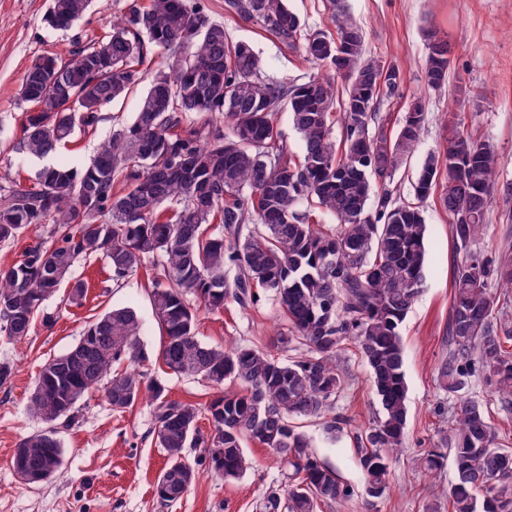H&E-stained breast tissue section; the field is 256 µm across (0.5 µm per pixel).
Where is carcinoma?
Instances as JSON below:
<instances>
[{"label":"carcinoma","instance_id":"1","mask_svg":"<svg viewBox=\"0 0 512 512\" xmlns=\"http://www.w3.org/2000/svg\"><path fill=\"white\" fill-rule=\"evenodd\" d=\"M92 2L49 0L45 21L73 25ZM225 9L329 74L295 84L265 79L251 46L230 40L197 0H134L103 36L75 43L65 58L31 61L20 95L32 107L16 152H57L99 122L102 106L139 84L152 51L169 52L132 123L113 130L83 168L56 163L25 186L0 185V243L35 230L17 260L0 263V333L16 341L30 336L44 303L81 258H104L116 282L148 264L163 332L157 360L220 393L201 407L169 398L160 380L146 379L138 370L151 363L141 324L131 308L114 305L74 347L42 366L30 407L48 427L16 444L12 468L28 484L52 479L62 465L59 433L74 422L80 399L100 389L114 412L150 404L155 444L167 459L156 485L164 504L182 499L204 466L226 482L242 478L253 466L248 441L288 468L287 487L264 496V512H318L345 502L354 488L324 465L292 419L320 418L333 408L351 340L381 407L356 435L364 445L359 467L369 509L387 492L392 456L403 447L408 407L399 327L421 292L427 259L420 209L386 188L374 204L371 194L373 181L387 185L418 142L420 104L387 137L376 107L400 95L402 83H378L385 67L364 56L362 31L342 0H330L334 38L304 30L287 0H225ZM427 37L425 83L436 91L446 84L450 51L437 32ZM336 77L345 81L339 104ZM72 103L80 111H71ZM283 107L302 140L298 156L288 153L275 122ZM443 156L448 180L440 202L460 266L438 378L454 395L480 377L512 408V330L500 333L498 300L487 288L495 275L512 293V265L493 268L475 249L497 158L485 141L460 131ZM437 164L434 156L423 163L418 198L436 186ZM317 209L336 220V229L315 223ZM259 288L288 319L280 343L304 353L281 358L198 339L196 303L218 311L231 298L245 308L259 302ZM227 381L237 389L223 390ZM202 415L206 431L198 425ZM447 458L454 470L448 512H512V449L498 446L480 402L459 397L445 447L427 451L420 467L433 474Z\"/></svg>","mask_w":512,"mask_h":512}]
</instances>
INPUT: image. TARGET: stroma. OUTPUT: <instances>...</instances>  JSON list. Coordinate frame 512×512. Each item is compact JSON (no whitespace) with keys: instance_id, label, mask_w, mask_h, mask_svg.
<instances>
[{"instance_id":"stroma-1","label":"stroma","mask_w":512,"mask_h":512,"mask_svg":"<svg viewBox=\"0 0 512 512\" xmlns=\"http://www.w3.org/2000/svg\"><path fill=\"white\" fill-rule=\"evenodd\" d=\"M129 0H98L92 10L67 30L43 21L48 0H0V184L28 181L43 167L33 158L17 165L15 147L22 136L24 106L20 99L23 75L32 59L45 53H63L76 41L104 35L121 20ZM210 20L223 24L235 41L251 45L260 59L263 76L301 83L316 75L318 66L289 51L257 23H244L228 14L224 0H203ZM346 8L363 30L366 56L398 67L404 77L401 96L381 101L379 122L394 136L414 99H421L425 126L407 161L390 184L394 197L413 200V182L423 162L441 155L453 131H463L488 142L498 157L496 183L487 220L477 248L495 260L512 261V0H345ZM436 30L451 50L448 82L438 91L427 90L423 64L428 53L426 30ZM141 89L102 107L101 120L92 129L76 132L60 159L75 166L89 163L113 128L131 122ZM465 98L458 109L457 98ZM428 226L427 264L421 293L400 326L408 386V419L404 445L392 466L390 489L373 512H448L446 494L453 480L452 465L436 475H425L419 459L440 446L448 431L449 396L437 381V368L448 355V318L457 271L456 245L448 233L450 218L438 194L421 201ZM72 280L83 284L79 301L69 298V286L46 302L51 327L36 326L32 336L15 342L0 335V362L13 367L12 378L0 385V512H261L269 488H281L286 472L269 451L250 443L253 470L227 482L204 472L185 496L161 504L156 480L166 463L152 435L149 407L138 404L123 413L112 411L102 392L86 396L74 423L62 430L63 463L51 481L29 485L11 466L16 443L44 429L29 409L28 398L42 365L80 339L86 324L115 304L131 307L143 328L149 351L162 341L150 302L147 268L124 280L113 281L105 260L91 256L74 267ZM288 322L277 301L261 294L257 305L244 309L227 300L222 311L199 313L201 341L224 346L238 344L283 355L279 337ZM345 386L336 399L334 415L347 419L338 439H331L318 418L298 424L310 438L321 461L339 478L360 487L355 430L375 418L379 405L370 371L354 344H346ZM467 394L482 403L498 443L512 447V409H504L473 379Z\"/></svg>"}]
</instances>
